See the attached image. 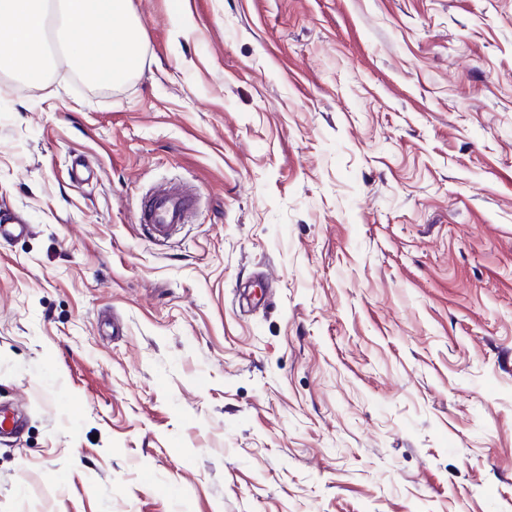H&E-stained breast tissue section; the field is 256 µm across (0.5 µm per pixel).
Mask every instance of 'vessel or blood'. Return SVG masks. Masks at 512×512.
<instances>
[{
	"mask_svg": "<svg viewBox=\"0 0 512 512\" xmlns=\"http://www.w3.org/2000/svg\"><path fill=\"white\" fill-rule=\"evenodd\" d=\"M196 204L194 193L174 188L163 187L151 192L140 206L139 220L148 227L157 244L167 243L181 228L188 223Z\"/></svg>",
	"mask_w": 512,
	"mask_h": 512,
	"instance_id": "1",
	"label": "vessel or blood"
}]
</instances>
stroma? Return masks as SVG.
<instances>
[{
	"label": "stroma",
	"instance_id": "1",
	"mask_svg": "<svg viewBox=\"0 0 512 512\" xmlns=\"http://www.w3.org/2000/svg\"><path fill=\"white\" fill-rule=\"evenodd\" d=\"M131 8L0 73V512H512V0ZM196 195L190 191L163 187L141 202L140 224L148 227L156 244L167 243L193 215Z\"/></svg>",
	"mask_w": 512,
	"mask_h": 512
}]
</instances>
